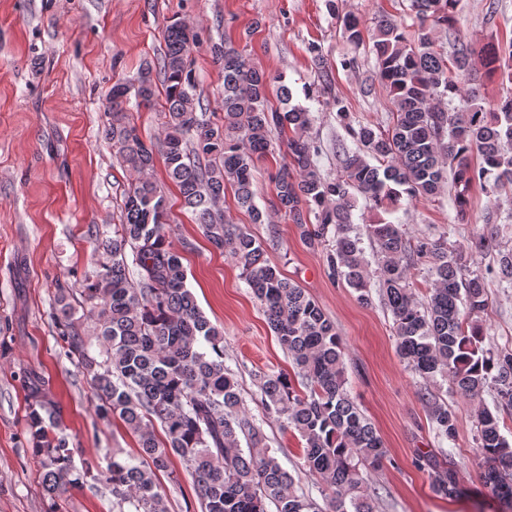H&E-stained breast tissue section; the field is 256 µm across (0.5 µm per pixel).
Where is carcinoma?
<instances>
[{"instance_id":"1","label":"carcinoma","mask_w":512,"mask_h":512,"mask_svg":"<svg viewBox=\"0 0 512 512\" xmlns=\"http://www.w3.org/2000/svg\"><path fill=\"white\" fill-rule=\"evenodd\" d=\"M456 6L457 0H409V16L418 25L411 38L401 18L381 17L366 37L357 17H344L346 41L372 42L375 76L393 108L382 129L357 120L343 99L333 100L336 117L362 146L345 153L333 179L317 167L319 150L308 137L310 110L291 104L292 90L282 77L253 67L244 51L226 40L211 47L223 77V116L213 121L197 111L191 65L200 35L181 20L167 24L156 63L144 64L134 80L112 86L107 135L131 180L120 223L111 233L95 230L103 260L82 288L96 312L94 338L104 349L92 354L91 337L74 321L66 288L57 289L54 318L67 356L76 358L89 377L98 417L119 418L137 438V450L127 456L112 453L104 468L90 460L78 467L68 439L53 431L55 413L37 400L29 405L26 422L46 495L53 498L92 482L104 487L119 512L126 505L132 512H168L157 476L169 471L177 456L193 478L202 512H268L269 503L275 512H376L365 484L387 461V450L346 388L336 325L269 264L261 241L226 218L222 202L230 186L238 206L263 222L255 204L254 158L271 151L272 132H291L289 162L274 178L276 207L304 227L309 245L325 248L330 273L366 303L369 262L354 232L355 194L390 214L404 198L435 196L448 169L455 184V220L465 224L473 183L492 196L511 188L512 95L487 110L462 83L479 64L501 85H512V43L477 52L458 35L453 51L445 52L436 44L435 28L452 24ZM159 81L165 122L163 138L155 144L143 140L126 112L132 98L139 108L153 106ZM274 83L288 107L268 105ZM158 152L183 207L208 241L242 265L246 283L295 365L296 381L286 373L262 377L261 401L266 414L285 419L305 442L304 466L330 491L325 509L297 493L261 426L245 411L238 381L224 365V329L198 306L187 287L182 251L168 240L170 208L153 179ZM367 233L400 358L425 380L449 379L463 398L474 400L487 389L496 393L495 408L478 409V448L487 464L484 485L512 512V442L500 428L501 410L512 409V349L482 347L477 316L489 303L485 276L479 270L464 272L459 248L445 239L413 244L404 225L386 219L368 225ZM472 248L493 256L494 277L512 286V250L502 246L497 230L482 234ZM423 262L434 288L421 303L410 292L409 274ZM421 400L437 436L454 440L457 419L448 402L428 391ZM156 420L162 440L154 431ZM423 461L435 493L448 499L462 494L447 462L427 456Z\"/></svg>"}]
</instances>
